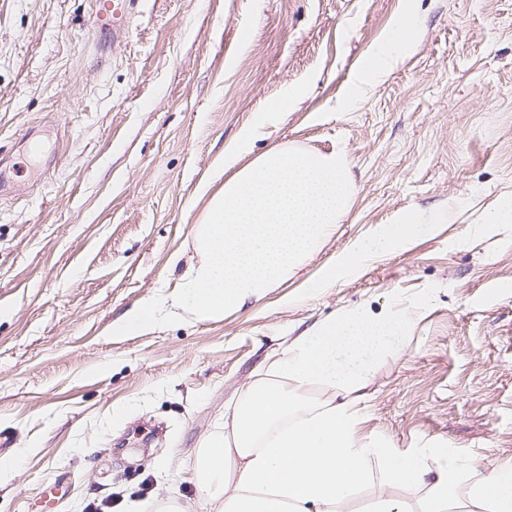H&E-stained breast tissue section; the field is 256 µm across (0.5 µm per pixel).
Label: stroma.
Returning <instances> with one entry per match:
<instances>
[{
  "instance_id": "obj_1",
  "label": "stroma",
  "mask_w": 512,
  "mask_h": 512,
  "mask_svg": "<svg viewBox=\"0 0 512 512\" xmlns=\"http://www.w3.org/2000/svg\"><path fill=\"white\" fill-rule=\"evenodd\" d=\"M96 0H0V512H151L200 501L196 450L268 357L366 307L415 310L380 357L365 432L512 465V230H476L512 196V0H133L124 37ZM419 41L346 109L407 9ZM304 88L255 154L343 152L350 208L258 302L141 334L115 327L174 287L198 195L225 145ZM417 211L431 234L334 287L323 266Z\"/></svg>"
}]
</instances>
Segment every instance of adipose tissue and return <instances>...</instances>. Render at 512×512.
I'll use <instances>...</instances> for the list:
<instances>
[{
    "instance_id": "ef3b65f1",
    "label": "adipose tissue",
    "mask_w": 512,
    "mask_h": 512,
    "mask_svg": "<svg viewBox=\"0 0 512 512\" xmlns=\"http://www.w3.org/2000/svg\"><path fill=\"white\" fill-rule=\"evenodd\" d=\"M420 31L418 14L407 10L365 60L352 93L386 71ZM299 96L293 89L268 102L225 146L223 166L199 188L208 204L175 290L130 310L118 332L241 309L288 280L333 233L350 203L343 153L282 147L244 160ZM432 229L418 214H404L323 267L316 285L359 272ZM411 322L408 314L357 308L273 353L267 377L247 385L221 429L196 451L203 512H348L369 488L377 512H512V466L481 469L454 448L400 450L363 432L357 394L381 355L404 349ZM316 383L334 397L309 400L306 390ZM401 489L413 499L398 497Z\"/></svg>"
}]
</instances>
